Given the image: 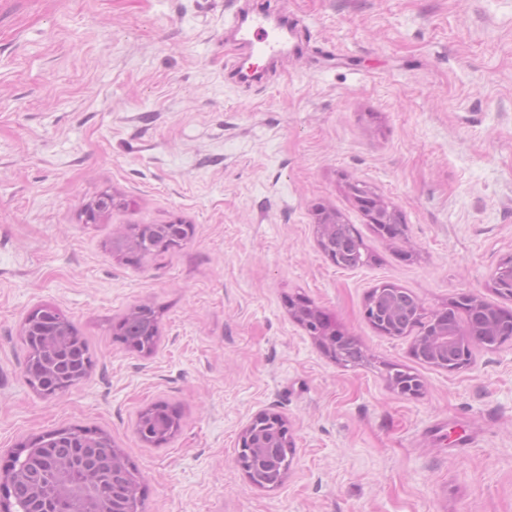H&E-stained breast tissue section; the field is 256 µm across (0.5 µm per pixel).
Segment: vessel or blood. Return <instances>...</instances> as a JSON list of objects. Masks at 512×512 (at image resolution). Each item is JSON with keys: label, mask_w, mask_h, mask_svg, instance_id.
<instances>
[{"label": "vessel or blood", "mask_w": 512, "mask_h": 512, "mask_svg": "<svg viewBox=\"0 0 512 512\" xmlns=\"http://www.w3.org/2000/svg\"><path fill=\"white\" fill-rule=\"evenodd\" d=\"M232 24L240 36L241 48L251 56L275 57L294 35L287 17L261 2L234 12Z\"/></svg>", "instance_id": "obj_1"}]
</instances>
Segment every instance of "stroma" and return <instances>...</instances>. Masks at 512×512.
Masks as SVG:
<instances>
[{"label": "stroma", "instance_id": "35a3bbf8", "mask_svg": "<svg viewBox=\"0 0 512 512\" xmlns=\"http://www.w3.org/2000/svg\"><path fill=\"white\" fill-rule=\"evenodd\" d=\"M300 52L234 78L235 0H0V457L72 426L109 435L144 479V512H512V342L450 373L411 337L365 320L394 283L426 309L488 286L512 254V0H278ZM403 216L377 235L346 185ZM124 200L93 223L101 194ZM325 208L372 253L336 267ZM182 220L180 247L127 263L131 224ZM299 295L364 352L326 355L289 314ZM160 311L149 355L114 342L131 307ZM62 309L94 352L89 376L46 397L23 377L21 330ZM417 374L404 398L389 367ZM177 407L167 444L140 411ZM288 423L284 483L234 460L260 413ZM179 420V413L168 404L154 403L139 414L136 431L143 442L159 445L174 435Z\"/></svg>", "mask_w": 512, "mask_h": 512}]
</instances>
